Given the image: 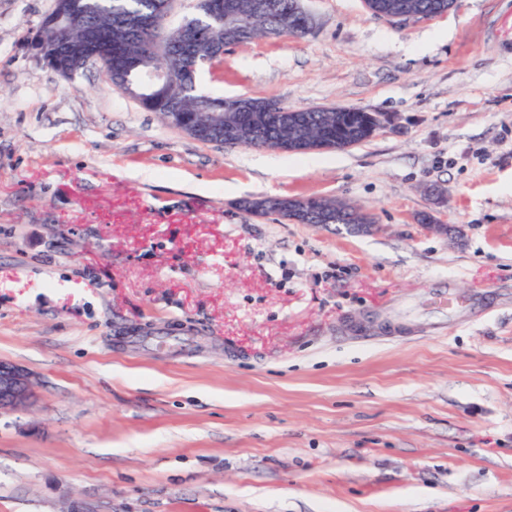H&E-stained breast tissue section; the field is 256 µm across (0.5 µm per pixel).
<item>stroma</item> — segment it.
<instances>
[{"mask_svg":"<svg viewBox=\"0 0 512 512\" xmlns=\"http://www.w3.org/2000/svg\"><path fill=\"white\" fill-rule=\"evenodd\" d=\"M52 5L0 0V360L38 379L0 512H512V0H300L302 37L225 48L207 92L386 116L314 164L58 76L25 38ZM409 4L410 14L417 19L433 17L447 12L454 7L455 0H405ZM410 14L401 11L392 14L387 19L404 22L410 19ZM308 199L313 200V198ZM313 203L318 209L336 208V211L322 210L321 212H318V214H320L321 224H331L335 221L338 223L339 213L342 212L340 207H342L345 210L343 218L340 219L339 224H350V230L360 232V234L369 233L373 230V218L368 213H365L360 209L352 207L346 203L336 202V200L315 199L313 200Z\"/></svg>","mask_w":512,"mask_h":512,"instance_id":"1","label":"stroma"}]
</instances>
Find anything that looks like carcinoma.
<instances>
[{
	"label": "carcinoma",
	"mask_w": 512,
	"mask_h": 512,
	"mask_svg": "<svg viewBox=\"0 0 512 512\" xmlns=\"http://www.w3.org/2000/svg\"><path fill=\"white\" fill-rule=\"evenodd\" d=\"M79 9L84 15L85 23L72 29L68 38L74 45H93L101 50L100 65L107 75L122 56L143 57L145 68H169L185 70L189 61L179 54V46L186 32L187 21L176 27H169L163 20L170 10L168 0H77ZM239 14L248 26L249 34L238 41L247 44L260 37L290 36L291 19L298 7V0H269L272 7L269 11L257 14L253 11V0H235ZM409 4L411 15L418 19L433 17L447 12L455 5V0H405ZM155 14L162 23L146 33L131 34L120 27L118 22L126 17L137 14ZM196 28L203 32L202 39L196 46V57L206 58L224 54V22L205 11L194 18ZM38 35L46 43V50L51 54L59 68L71 66L72 59L63 47L57 43L56 33L41 21ZM199 70L187 74L177 88L172 91L174 106L165 102L154 108V112L163 121L169 112L176 111L184 117H203L209 112L224 113V130L237 133L235 140L247 146L257 141L263 147L282 150V139L288 134L287 121L293 120L302 128H309L317 136L333 144L302 145L294 150V154L307 152L343 151L369 141L374 135V124L371 113L352 112L341 107H318L307 110L293 109L283 103L271 101L266 124L256 129L252 126L246 113L228 104L229 98L217 97L199 90L197 76ZM317 208H344L342 224H371L373 218L348 204L334 200L315 199Z\"/></svg>",
	"instance_id": "1"
}]
</instances>
